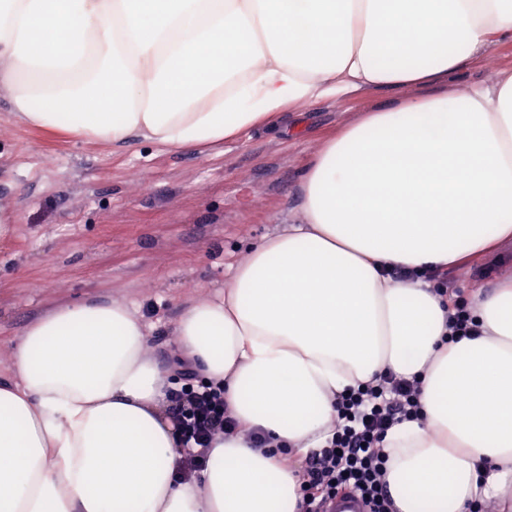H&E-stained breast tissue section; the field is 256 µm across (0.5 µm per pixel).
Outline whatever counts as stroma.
<instances>
[{
    "instance_id": "obj_1",
    "label": "stroma",
    "mask_w": 512,
    "mask_h": 512,
    "mask_svg": "<svg viewBox=\"0 0 512 512\" xmlns=\"http://www.w3.org/2000/svg\"><path fill=\"white\" fill-rule=\"evenodd\" d=\"M412 95L367 90L289 114L284 127L174 151L136 137L114 148L23 125L0 90V200L18 215L14 235L0 239V381L29 325L93 297L122 300L156 322L149 348L168 365L173 319L222 291L264 237L299 223L300 177L325 140ZM447 273L468 293L490 286L512 276V244Z\"/></svg>"
}]
</instances>
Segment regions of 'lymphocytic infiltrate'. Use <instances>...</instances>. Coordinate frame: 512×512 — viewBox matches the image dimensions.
Wrapping results in <instances>:
<instances>
[{
    "mask_svg": "<svg viewBox=\"0 0 512 512\" xmlns=\"http://www.w3.org/2000/svg\"><path fill=\"white\" fill-rule=\"evenodd\" d=\"M434 292L448 298V339L455 342L475 335V321L461 291L435 274ZM179 389L169 394L184 450V474L202 467L210 442L219 433L230 434L238 423L224 401V387L198 381L187 362L174 360ZM417 379L394 372L358 386L336 398V418L328 437L298 474L302 512H326L336 495H360L367 512H392L387 490L388 456L383 442L388 431L420 417Z\"/></svg>",
    "mask_w": 512,
    "mask_h": 512,
    "instance_id": "1",
    "label": "lymphocytic infiltrate"
}]
</instances>
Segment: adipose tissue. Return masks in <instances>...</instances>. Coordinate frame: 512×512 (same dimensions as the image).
Returning a JSON list of instances; mask_svg holds the SVG:
<instances>
[{
    "mask_svg": "<svg viewBox=\"0 0 512 512\" xmlns=\"http://www.w3.org/2000/svg\"><path fill=\"white\" fill-rule=\"evenodd\" d=\"M506 42L512 0H0L12 116L112 147L196 149L287 106L422 91L328 140L300 223L177 317L239 424L191 480L150 324L87 299L31 324L0 382V512H300L297 469L250 432L315 449L337 395L387 370L419 379L423 411L384 441L394 512H512V277L471 294L479 334L450 344L420 277L512 238V66L445 86Z\"/></svg>",
    "mask_w": 512,
    "mask_h": 512,
    "instance_id": "adipose-tissue-1",
    "label": "adipose tissue"
}]
</instances>
